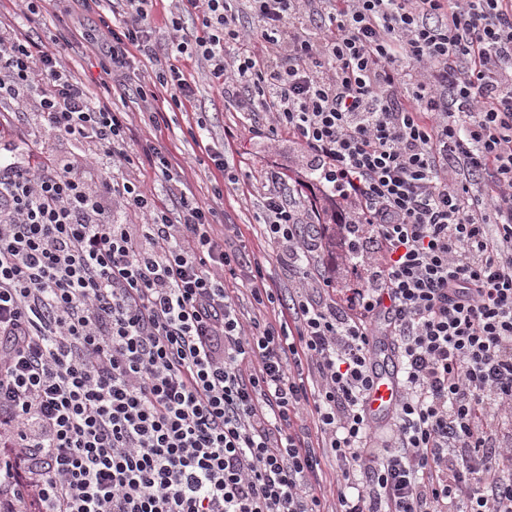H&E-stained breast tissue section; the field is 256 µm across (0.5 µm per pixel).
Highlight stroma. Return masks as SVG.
<instances>
[{
    "label": "stroma",
    "mask_w": 512,
    "mask_h": 512,
    "mask_svg": "<svg viewBox=\"0 0 512 512\" xmlns=\"http://www.w3.org/2000/svg\"><path fill=\"white\" fill-rule=\"evenodd\" d=\"M14 0H0V13L13 25L28 31L36 42L45 46L66 44L61 62L81 78L97 75L99 57L88 46L86 32L98 24L101 16L111 13L106 0H96L90 10H76L72 0H52L47 12L35 20L17 14ZM182 69L189 80L195 81L197 90L194 102L176 108L167 104L160 110L164 123L153 125L139 100L123 90L112 92V109L127 113L132 123L135 149L153 145L169 152L180 164L178 173L196 197L211 204L222 214L226 224L240 225L245 234L250 261L259 262L269 282L283 289H294L298 280L287 267L277 262L275 250L259 237L262 217L260 175L272 167L283 173L287 182H295L310 158L285 135L268 133L260 138L244 132V119L232 107L223 104L204 80L201 66L186 62ZM239 131L235 143L234 162L239 182L224 184L211 160L202 154L195 138L204 135L213 140L224 137L225 128Z\"/></svg>",
    "instance_id": "stroma-1"
}]
</instances>
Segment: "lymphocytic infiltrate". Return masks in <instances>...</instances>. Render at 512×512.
I'll return each mask as SVG.
<instances>
[{
	"mask_svg": "<svg viewBox=\"0 0 512 512\" xmlns=\"http://www.w3.org/2000/svg\"><path fill=\"white\" fill-rule=\"evenodd\" d=\"M122 3L91 84L0 32V512H325L329 490L336 512H512V0H175L162 57L154 0ZM135 53L145 109L193 100L191 59L249 133L297 141L355 207L348 249L379 242L365 287L332 297L325 229L275 169L261 234L289 295L164 152L165 193L126 176L107 92ZM383 328L402 378L378 439Z\"/></svg>",
	"mask_w": 512,
	"mask_h": 512,
	"instance_id": "1",
	"label": "lymphocytic infiltrate"
}]
</instances>
